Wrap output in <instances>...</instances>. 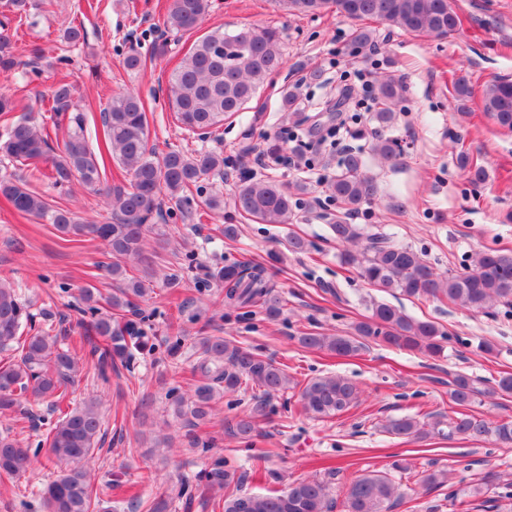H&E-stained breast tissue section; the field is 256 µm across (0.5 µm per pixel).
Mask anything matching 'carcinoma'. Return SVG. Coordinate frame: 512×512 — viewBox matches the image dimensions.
Segmentation results:
<instances>
[{
  "label": "carcinoma",
  "instance_id": "cac0c4a2",
  "mask_svg": "<svg viewBox=\"0 0 512 512\" xmlns=\"http://www.w3.org/2000/svg\"><path fill=\"white\" fill-rule=\"evenodd\" d=\"M300 13L334 10L353 20L377 19L417 35L446 37L462 25V17L449 0H282ZM212 0H170L165 24L176 31H191L207 16ZM352 53L376 50L373 33L357 28L352 36ZM283 64L280 31L270 27H251L235 32L216 31L196 41L170 75L168 98L181 127L194 135L206 131L244 108L263 83ZM27 63L20 58L13 35L0 22V73L9 74ZM403 86L393 80H379L366 96L379 109L375 120L379 129L391 125L396 113L391 104L402 97ZM50 111L56 126L63 130V148L56 154L50 135L26 117L7 125L0 136V154L16 162L51 165L53 185L64 187L76 181L98 192L112 203V221L106 224H81L73 214L53 208L46 199L13 176L0 177V195L20 215L47 219L67 237H90L106 244L112 253L110 273L124 282L112 295V314L100 315L91 288L81 292L84 336L91 348L95 366L126 361L132 350L143 347V320L129 319L118 325L114 319L135 307V300L147 294L144 283L126 279L125 263L135 259L145 264L144 275H152L151 262L143 257L146 232L159 214L161 196L181 200L190 186L207 177L224 173V154L209 151L185 154L171 151L157 158L148 149L149 122L140 98L133 92L114 96L102 110L108 155L116 159L127 176V183L110 184L103 180L105 167L90 149L86 139V114L74 102V86L59 82L51 94ZM484 111L500 127L512 130V80L496 78L483 94ZM373 153L382 161L395 163L399 146L382 135L375 136ZM330 197L342 212L330 225L336 242L352 245L344 250V264L355 268L361 278L389 293L406 297H432L459 305L474 313L485 312L500 303L512 308V252L482 250L474 253L468 269L439 274L413 248L400 245L384 235H367L349 221L359 206L376 193V186L364 171L360 154L349 152L328 182ZM237 211L266 224H286L296 208L288 188L269 178L248 176L235 187ZM212 277L224 284V306L240 311L263 308L267 319L283 313V300L276 283L261 263L238 261L216 268ZM29 306L15 288L0 281V413L18 411L22 397L31 396L62 414L35 450L22 448L6 434L0 436V484L16 478L31 466V457L46 451L59 466L56 479L38 489L43 512H94V491L87 467L94 440L101 430L98 401L89 397L82 406L62 409L74 375L79 371V352L58 346L57 337L43 330L23 335L32 322ZM447 334L435 323L416 320L383 301L372 303L368 319L357 322L350 335H325L303 332L296 337L306 349L326 351L336 357L357 355L374 341L399 350L437 357ZM199 380L189 396L173 400L179 418L198 423L207 420L216 398L233 393L242 385H253L262 399L232 424L233 434L245 443L253 441L255 423L270 412L271 399L289 388L288 373L281 364L249 346L222 336L199 338V357L195 364ZM449 397L458 406L448 421L424 423L413 416L389 421L383 431L407 441H424L433 436L491 439L512 444V421L486 420L462 411L476 398L512 395V373L505 372L482 389L466 373L454 374L449 382ZM360 390L350 379L327 375L309 379L300 390L302 410L314 418H331L348 412L359 399ZM235 472L217 460L211 469L198 475L193 486H180L178 496L191 505L195 496L207 497L224 491L223 512H334L336 498L331 482L316 477L296 479L288 487L265 494L231 491ZM417 484L430 491L445 484L444 474L424 470ZM408 497L392 476L370 471L351 478L344 492V512H391L397 501Z\"/></svg>",
  "mask_w": 512,
  "mask_h": 512
}]
</instances>
